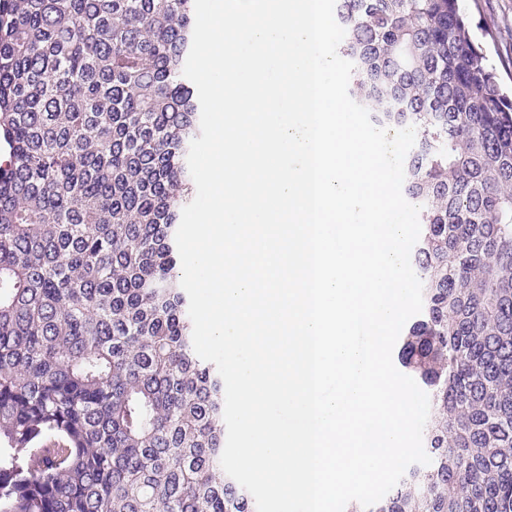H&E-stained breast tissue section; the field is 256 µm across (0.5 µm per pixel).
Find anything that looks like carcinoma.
<instances>
[{"instance_id": "1", "label": "carcinoma", "mask_w": 512, "mask_h": 512, "mask_svg": "<svg viewBox=\"0 0 512 512\" xmlns=\"http://www.w3.org/2000/svg\"><path fill=\"white\" fill-rule=\"evenodd\" d=\"M354 101L413 125L423 445L369 512H512V96L462 0H336ZM194 0H0V512H257L221 468L175 234ZM50 442L44 446V442Z\"/></svg>"}]
</instances>
